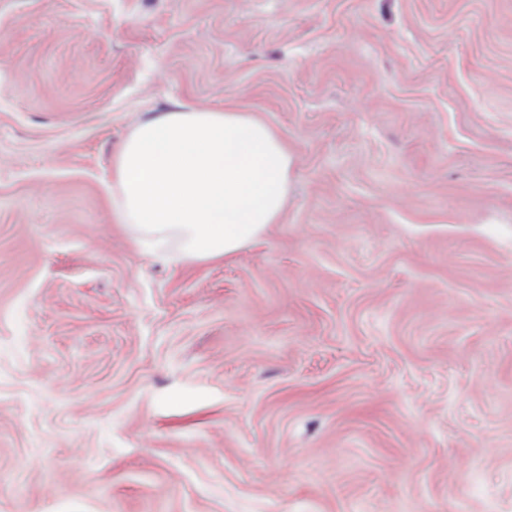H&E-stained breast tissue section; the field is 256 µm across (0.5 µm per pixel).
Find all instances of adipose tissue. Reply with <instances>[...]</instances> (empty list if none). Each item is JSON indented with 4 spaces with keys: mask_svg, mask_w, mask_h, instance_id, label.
Segmentation results:
<instances>
[{
    "mask_svg": "<svg viewBox=\"0 0 512 512\" xmlns=\"http://www.w3.org/2000/svg\"><path fill=\"white\" fill-rule=\"evenodd\" d=\"M287 145L227 107L180 105L140 123L114 161L117 223L157 258L227 259L276 223L288 200Z\"/></svg>",
    "mask_w": 512,
    "mask_h": 512,
    "instance_id": "1",
    "label": "adipose tissue"
}]
</instances>
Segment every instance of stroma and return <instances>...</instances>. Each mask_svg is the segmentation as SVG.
Wrapping results in <instances>:
<instances>
[{"label": "stroma", "mask_w": 512, "mask_h": 512, "mask_svg": "<svg viewBox=\"0 0 512 512\" xmlns=\"http://www.w3.org/2000/svg\"><path fill=\"white\" fill-rule=\"evenodd\" d=\"M175 104L288 145L232 258L112 218ZM0 512H512V0H0Z\"/></svg>", "instance_id": "35a3bbf8"}]
</instances>
